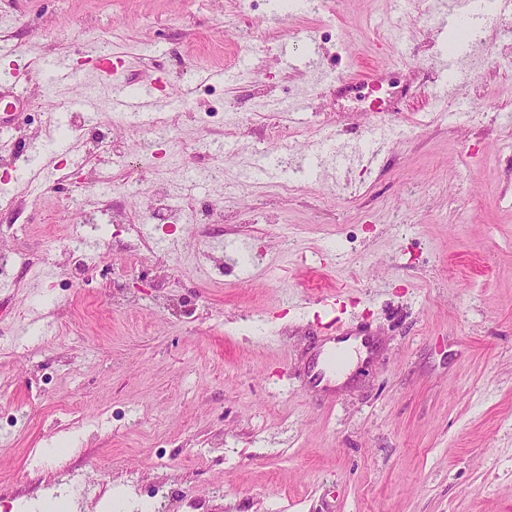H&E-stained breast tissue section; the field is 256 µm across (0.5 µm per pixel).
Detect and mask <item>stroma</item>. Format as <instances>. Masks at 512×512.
Listing matches in <instances>:
<instances>
[{
  "instance_id": "stroma-1",
  "label": "stroma",
  "mask_w": 512,
  "mask_h": 512,
  "mask_svg": "<svg viewBox=\"0 0 512 512\" xmlns=\"http://www.w3.org/2000/svg\"><path fill=\"white\" fill-rule=\"evenodd\" d=\"M432 2L400 16L394 0H325L272 25L264 0H0V91L13 68L32 73L19 121L0 126L13 201L0 226L29 258L0 285V512L55 498L138 512L150 496L155 512H512V152L496 130L512 68L480 52L457 104L436 99L456 31L417 22ZM325 27L341 53L318 85L307 60ZM89 51L120 57L127 87L162 77L157 111L186 102L163 158H145L150 127L117 123ZM48 57L80 63V82L42 83ZM370 65L392 95L343 91ZM220 67L236 79L182 77ZM79 95L97 123L73 140L75 162L6 179L13 151L66 123L57 105ZM299 95L308 132L197 120ZM428 112L440 121L420 125ZM378 123L396 134L373 163L312 176L278 207L271 184L317 139ZM200 167L219 178L186 218ZM159 198L179 224L150 215ZM75 224L111 249H70ZM342 330L374 351L332 391L311 389L320 341ZM66 435L64 457L44 456Z\"/></svg>"
}]
</instances>
